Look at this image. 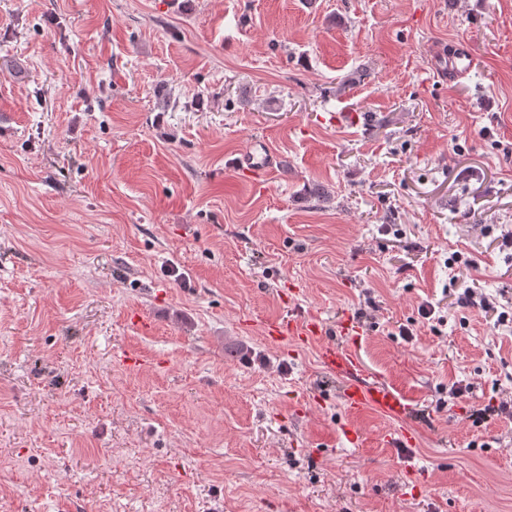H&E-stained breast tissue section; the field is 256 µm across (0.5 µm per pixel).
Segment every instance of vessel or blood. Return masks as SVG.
<instances>
[{"instance_id": "b4317fda", "label": "vessel or blood", "mask_w": 512, "mask_h": 512, "mask_svg": "<svg viewBox=\"0 0 512 512\" xmlns=\"http://www.w3.org/2000/svg\"><path fill=\"white\" fill-rule=\"evenodd\" d=\"M473 66V58L463 46H456L448 55L447 66H435L438 77L458 78L467 74ZM239 164L258 173L268 174L274 168V156L269 146L254 140L247 146ZM265 337L274 342L293 341L297 345H313L321 370L329 376L341 379L343 386L340 401L350 413L358 414L373 410L391 419L402 421L398 441L406 445L413 443L415 433L406 422L412 415L410 401L392 387L371 381L358 354L344 342L345 337L359 335V327L346 322L341 326V341L326 340L323 324L312 317L281 318L264 323Z\"/></svg>"}]
</instances>
